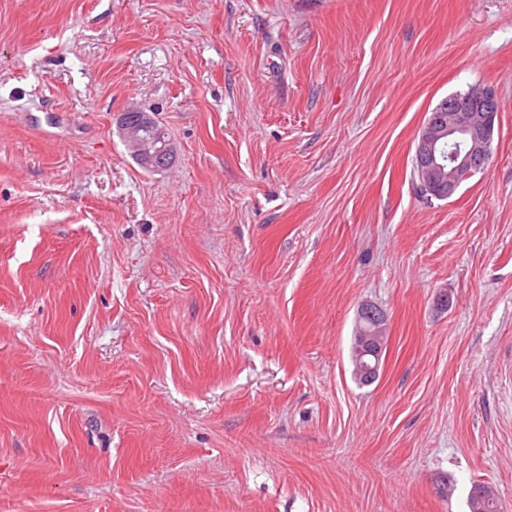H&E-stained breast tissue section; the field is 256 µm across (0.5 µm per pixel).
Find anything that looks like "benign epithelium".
Returning <instances> with one entry per match:
<instances>
[{"label": "benign epithelium", "instance_id": "obj_1", "mask_svg": "<svg viewBox=\"0 0 512 512\" xmlns=\"http://www.w3.org/2000/svg\"><path fill=\"white\" fill-rule=\"evenodd\" d=\"M500 111L499 98L487 86L452 94L437 104L416 138L413 162L422 194L447 199L454 195L460 180L485 169ZM446 113L454 115L450 126L444 119ZM117 122L142 167L160 170L172 163L173 146L159 145L149 136L154 121L148 113L123 112Z\"/></svg>", "mask_w": 512, "mask_h": 512}]
</instances>
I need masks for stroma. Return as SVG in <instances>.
I'll list each match as a JSON object with an SVG mask.
<instances>
[{"label":"stroma","instance_id":"35a3bbf8","mask_svg":"<svg viewBox=\"0 0 512 512\" xmlns=\"http://www.w3.org/2000/svg\"><path fill=\"white\" fill-rule=\"evenodd\" d=\"M478 85L486 169L421 196L420 127ZM479 482L512 512V0H0V512H469ZM138 112V113H128ZM118 127L123 139L132 148L133 155L142 167L152 170L167 168L173 160L174 149L172 144L162 143L149 136V131L154 127L155 131L163 138L170 140L167 130L154 123L152 117L143 111L127 110L118 115ZM382 336H384L383 342H382V353H381V348L378 346V344L375 345L371 338H368L365 336L361 337L360 359L363 356H368V355L373 356L376 359V362L374 364H372L371 362H368V361L360 362V373L362 375V381L365 383H370L375 378V376L377 374V369H378L377 359L380 358V353H381V357H382L383 351L385 349L384 346L386 343L385 334ZM380 362H381V358H380Z\"/></svg>","mask_w":512,"mask_h":512}]
</instances>
